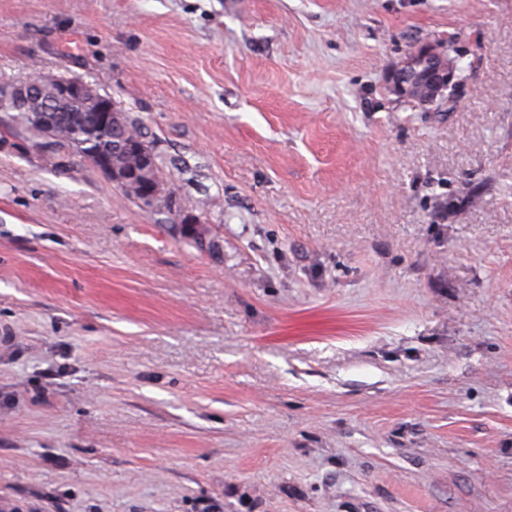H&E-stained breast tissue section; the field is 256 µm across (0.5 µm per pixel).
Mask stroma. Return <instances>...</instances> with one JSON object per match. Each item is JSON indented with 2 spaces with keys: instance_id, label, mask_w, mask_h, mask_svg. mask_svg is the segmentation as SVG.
I'll use <instances>...</instances> for the list:
<instances>
[{
  "instance_id": "obj_1",
  "label": "stroma",
  "mask_w": 512,
  "mask_h": 512,
  "mask_svg": "<svg viewBox=\"0 0 512 512\" xmlns=\"http://www.w3.org/2000/svg\"><path fill=\"white\" fill-rule=\"evenodd\" d=\"M38 71L177 196L0 112V512H512V0H0ZM429 58L432 64L424 74L414 70L417 58ZM456 61H451L443 52L435 46L425 44L414 50L406 60L393 70L384 80L386 89L395 95L409 96L412 91H417V101L423 104L433 103L442 92L455 86ZM408 98V97H407ZM49 84L53 88L54 97H86L102 104L99 112L105 121H117L120 113L116 110L112 99L102 95L93 85L75 76L64 73L37 72L24 82L14 85L0 86V104L7 101L18 102L27 97L43 99L42 87ZM91 155L98 166V169L107 177V179L119 187H124L132 179L131 173L128 170L113 169L112 162L95 152L88 153ZM126 195L137 201L139 200V188L134 184H128L126 190H123Z\"/></svg>"
}]
</instances>
